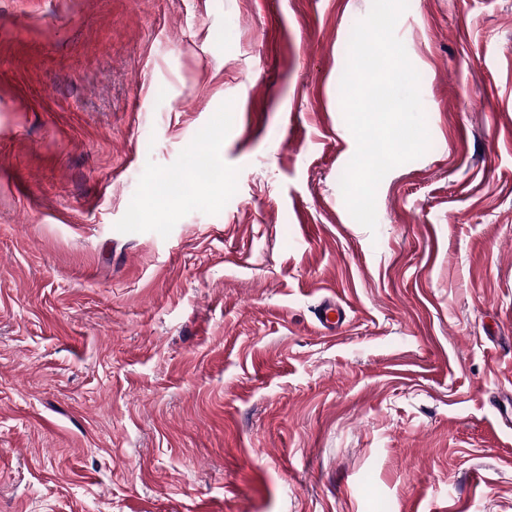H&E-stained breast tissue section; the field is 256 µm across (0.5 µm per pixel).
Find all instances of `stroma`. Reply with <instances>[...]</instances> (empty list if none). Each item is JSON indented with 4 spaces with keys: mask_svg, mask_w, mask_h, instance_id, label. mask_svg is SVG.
Masks as SVG:
<instances>
[{
    "mask_svg": "<svg viewBox=\"0 0 512 512\" xmlns=\"http://www.w3.org/2000/svg\"><path fill=\"white\" fill-rule=\"evenodd\" d=\"M371 5L0 0V512H512V0H409L373 232Z\"/></svg>",
    "mask_w": 512,
    "mask_h": 512,
    "instance_id": "35a3bbf8",
    "label": "stroma"
}]
</instances>
